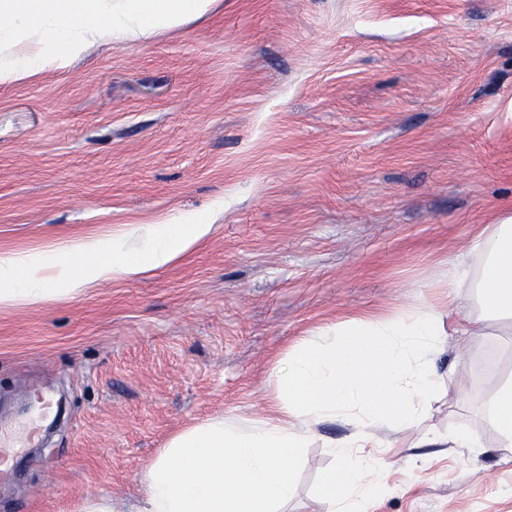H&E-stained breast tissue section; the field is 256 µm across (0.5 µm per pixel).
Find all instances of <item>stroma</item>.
I'll use <instances>...</instances> for the list:
<instances>
[{
	"label": "stroma",
	"mask_w": 512,
	"mask_h": 512,
	"mask_svg": "<svg viewBox=\"0 0 512 512\" xmlns=\"http://www.w3.org/2000/svg\"><path fill=\"white\" fill-rule=\"evenodd\" d=\"M192 215L210 234L165 268L0 308V440L24 447L0 512L89 493L126 512L175 431L260 416L270 368L312 332L442 302L439 389L420 427L372 426L386 489L368 512H512L483 413L512 330L443 286L512 216V0H218L183 31L0 86V251ZM40 393L65 415L39 448ZM462 426L482 449L415 445ZM333 465L305 449L288 512H319Z\"/></svg>",
	"instance_id": "1"
}]
</instances>
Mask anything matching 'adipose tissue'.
<instances>
[{"mask_svg":"<svg viewBox=\"0 0 512 512\" xmlns=\"http://www.w3.org/2000/svg\"><path fill=\"white\" fill-rule=\"evenodd\" d=\"M216 0H0V85L31 82L67 68L97 42L129 44L179 30L208 15ZM211 231L183 224L120 225L39 249L0 251V307L77 296L91 284L132 279L170 265ZM142 245L132 251L131 237ZM472 262H451L449 295L472 291L480 322L512 324V216L490 225ZM443 314L431 305L380 320L352 319L319 330L269 373L263 416L196 422L172 434L142 476L134 512H285L294 472L316 426L351 428L331 444L321 512H365L385 488L371 449L375 423L417 424L437 377ZM500 450L512 454V379L486 406Z\"/></svg>","mask_w":512,"mask_h":512,"instance_id":"ef3b65f1","label":"adipose tissue"}]
</instances>
